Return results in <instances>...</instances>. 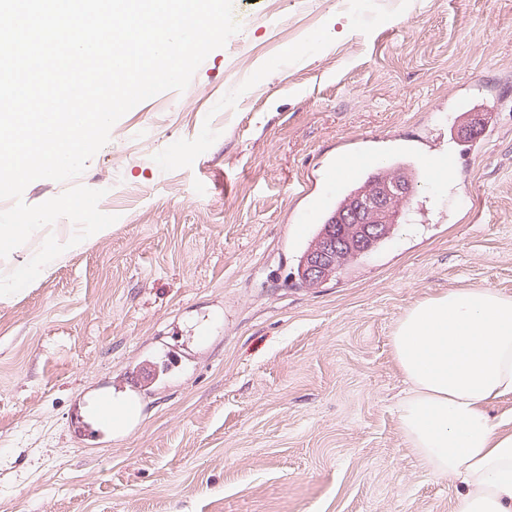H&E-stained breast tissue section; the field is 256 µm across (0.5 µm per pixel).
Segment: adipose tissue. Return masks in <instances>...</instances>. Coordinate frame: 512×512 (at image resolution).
Returning <instances> with one entry per match:
<instances>
[{
  "label": "adipose tissue",
  "instance_id": "1",
  "mask_svg": "<svg viewBox=\"0 0 512 512\" xmlns=\"http://www.w3.org/2000/svg\"><path fill=\"white\" fill-rule=\"evenodd\" d=\"M390 344L407 383L397 412L409 448L461 483L458 512H512V429L489 413L512 396V296H430L403 314Z\"/></svg>",
  "mask_w": 512,
  "mask_h": 512
}]
</instances>
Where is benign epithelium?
I'll return each mask as SVG.
<instances>
[{
  "label": "benign epithelium",
  "mask_w": 512,
  "mask_h": 512,
  "mask_svg": "<svg viewBox=\"0 0 512 512\" xmlns=\"http://www.w3.org/2000/svg\"><path fill=\"white\" fill-rule=\"evenodd\" d=\"M412 194V185L402 179L381 178L337 217L346 226V238L360 247L371 249L383 226L393 219L394 202ZM341 253L338 239L325 238L306 263V275L316 284L323 282L336 266Z\"/></svg>",
  "instance_id": "7a95c632"
}]
</instances>
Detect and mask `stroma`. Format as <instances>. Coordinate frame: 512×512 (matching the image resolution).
Segmentation results:
<instances>
[{"label": "stroma", "mask_w": 512, "mask_h": 512, "mask_svg": "<svg viewBox=\"0 0 512 512\" xmlns=\"http://www.w3.org/2000/svg\"><path fill=\"white\" fill-rule=\"evenodd\" d=\"M185 91L112 127L72 184L118 220L0 297V512H458L408 447L389 338L415 303L512 295V0H234ZM488 120L463 150V113ZM360 150L453 154L385 246L316 288L297 257ZM190 349L178 359L172 347ZM150 362L135 427L71 437L76 399Z\"/></svg>", "instance_id": "1"}]
</instances>
